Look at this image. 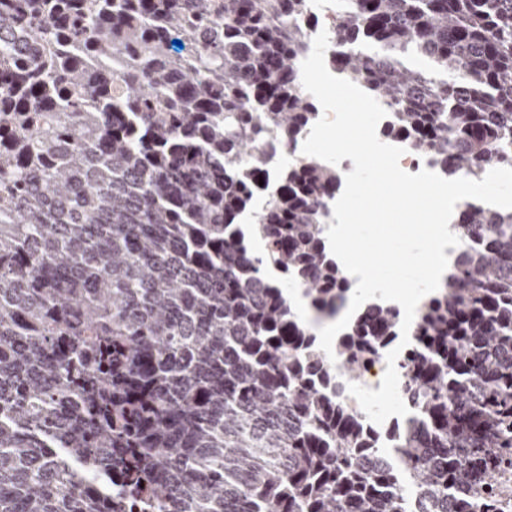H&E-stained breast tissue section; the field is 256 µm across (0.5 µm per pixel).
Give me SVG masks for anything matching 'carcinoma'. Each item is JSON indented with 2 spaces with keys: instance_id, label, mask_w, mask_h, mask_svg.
<instances>
[{
  "instance_id": "obj_1",
  "label": "carcinoma",
  "mask_w": 512,
  "mask_h": 512,
  "mask_svg": "<svg viewBox=\"0 0 512 512\" xmlns=\"http://www.w3.org/2000/svg\"><path fill=\"white\" fill-rule=\"evenodd\" d=\"M306 0H0V512H461L512 448V209L427 296L387 449L286 290L334 317L340 173L308 156L251 225L300 87ZM179 40L182 47L172 44ZM331 67L450 175L512 167V0H336ZM371 302L355 379L397 335Z\"/></svg>"
}]
</instances>
